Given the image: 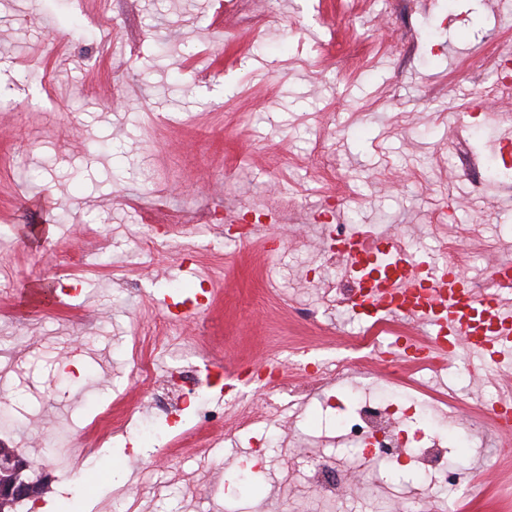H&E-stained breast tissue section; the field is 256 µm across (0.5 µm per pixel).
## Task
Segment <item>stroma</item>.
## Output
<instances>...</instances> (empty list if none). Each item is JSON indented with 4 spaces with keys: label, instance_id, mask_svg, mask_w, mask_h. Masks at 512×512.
Wrapping results in <instances>:
<instances>
[{
    "label": "stroma",
    "instance_id": "stroma-1",
    "mask_svg": "<svg viewBox=\"0 0 512 512\" xmlns=\"http://www.w3.org/2000/svg\"><path fill=\"white\" fill-rule=\"evenodd\" d=\"M509 45L512 0H0V448L44 485L21 512H512V438L484 414L496 365L406 363L397 389L357 360L365 324L327 258L343 223L412 253L459 239L474 279L512 261V181L489 178L512 166V74L493 70ZM142 357L160 377L209 358L219 423L163 455L140 442L164 419ZM342 359L344 379L303 394L298 364ZM360 391L417 403L413 428L470 429L447 450L460 485L346 448L326 405ZM243 407L254 433L235 430ZM58 452L80 468L52 469ZM314 455L354 491L323 502Z\"/></svg>",
    "mask_w": 512,
    "mask_h": 512
}]
</instances>
